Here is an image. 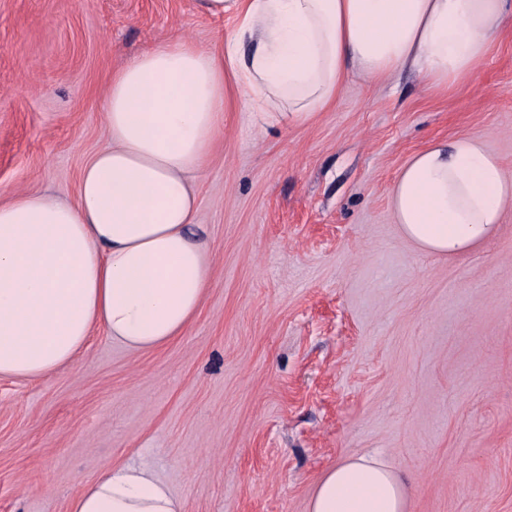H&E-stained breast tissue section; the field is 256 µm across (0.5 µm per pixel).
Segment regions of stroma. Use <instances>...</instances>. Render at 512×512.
Segmentation results:
<instances>
[{"label": "stroma", "mask_w": 512, "mask_h": 512, "mask_svg": "<svg viewBox=\"0 0 512 512\" xmlns=\"http://www.w3.org/2000/svg\"><path fill=\"white\" fill-rule=\"evenodd\" d=\"M234 27L193 0H0V194L74 201L113 69ZM459 136L512 178V27L446 96L351 74L303 126L226 113L198 174L213 275L194 321L1 376L0 512H66L117 464L148 465L182 512H308L357 457L405 481L404 512H512V202L464 257L405 238L390 202L416 152Z\"/></svg>", "instance_id": "1"}]
</instances>
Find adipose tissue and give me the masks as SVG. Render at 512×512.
Here are the masks:
<instances>
[{"label":"adipose tissue","mask_w":512,"mask_h":512,"mask_svg":"<svg viewBox=\"0 0 512 512\" xmlns=\"http://www.w3.org/2000/svg\"><path fill=\"white\" fill-rule=\"evenodd\" d=\"M233 14L205 48L183 36L115 70L108 144L83 165L77 198L15 192L0 201V376L38 378L71 363L94 330L139 350L181 335L212 277L194 237L195 177L224 129L228 103L258 129L310 122L342 80L411 68L446 94L482 66L512 22V0H195ZM512 179L471 137L428 145L400 170L395 220L425 251L467 254L491 237ZM405 486L374 458L330 468L309 512H403ZM68 512H181L145 465H117Z\"/></svg>","instance_id":"adipose-tissue-1"}]
</instances>
